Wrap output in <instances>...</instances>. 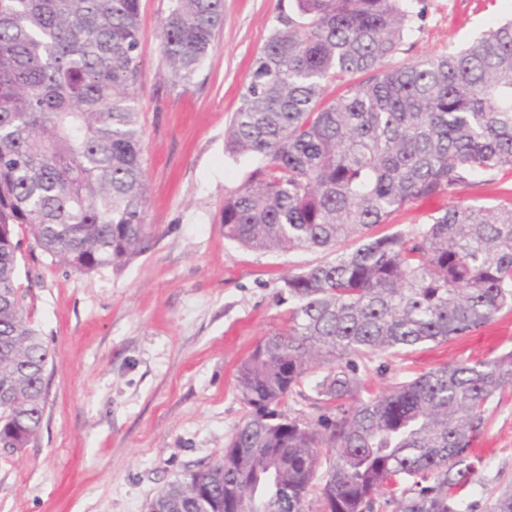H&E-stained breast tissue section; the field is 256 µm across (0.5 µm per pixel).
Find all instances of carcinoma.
Returning <instances> with one entry per match:
<instances>
[{
    "instance_id": "carcinoma-1",
    "label": "carcinoma",
    "mask_w": 512,
    "mask_h": 512,
    "mask_svg": "<svg viewBox=\"0 0 512 512\" xmlns=\"http://www.w3.org/2000/svg\"><path fill=\"white\" fill-rule=\"evenodd\" d=\"M140 0H0V450L39 435L50 350L27 314L23 251L123 269L154 237L135 99ZM409 0H296L256 57L225 131L265 158L224 198V238L322 250L284 278L287 316L240 363L245 412L215 464L148 512H464L488 406L512 352L432 368L377 395L360 369L449 343L512 307V202H455L408 231L396 212L512 170V19L446 54L387 66ZM223 0H171L168 76L187 84ZM370 77L328 100L324 82ZM309 403L307 417L294 408ZM328 465L320 470L321 457ZM486 512H512V490Z\"/></svg>"
}]
</instances>
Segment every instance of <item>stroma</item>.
Here are the masks:
<instances>
[{"instance_id": "obj_1", "label": "stroma", "mask_w": 512, "mask_h": 512, "mask_svg": "<svg viewBox=\"0 0 512 512\" xmlns=\"http://www.w3.org/2000/svg\"><path fill=\"white\" fill-rule=\"evenodd\" d=\"M170 0H140L139 112L149 249L123 270L80 275L26 259L31 318L52 352L39 438L0 455V512H148L160 488L214 463L244 414L236 369L288 309L280 291L321 251L264 252L225 240L224 199L264 160L227 152L224 133L255 57L295 0H224V24L188 85L161 52ZM391 65L463 46L512 18V0H426ZM512 352V309L487 329L426 344L363 376L378 393L431 368ZM482 463L465 502L485 512L512 488V388L489 405Z\"/></svg>"}]
</instances>
